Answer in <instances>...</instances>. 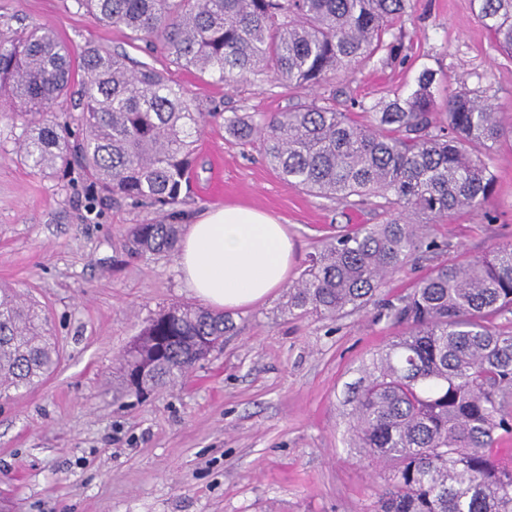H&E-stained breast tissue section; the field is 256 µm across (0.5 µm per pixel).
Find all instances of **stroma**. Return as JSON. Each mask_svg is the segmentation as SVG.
<instances>
[{
	"label": "stroma",
	"instance_id": "35a3bbf8",
	"mask_svg": "<svg viewBox=\"0 0 512 512\" xmlns=\"http://www.w3.org/2000/svg\"><path fill=\"white\" fill-rule=\"evenodd\" d=\"M38 25L56 33L72 62L91 45L126 53L133 68L162 72L200 111L225 118L315 98L367 124L374 103L409 94L432 69L443 75L437 112L458 78L479 72L512 126V61L496 50L473 0H410L394 23V63H358L310 92L271 78L214 82L172 64L162 48L130 42L76 0H0V30ZM17 135L0 101V285L39 303L60 361L42 382L0 397V512H375L384 468L356 446L353 395L401 334L394 313L434 257L406 265L366 306L336 319L288 316L277 290L231 311L223 349L189 376L143 400L125 396L119 362L144 321L197 301L176 258L127 255L131 225L251 206L287 225L295 279L323 241L387 216L286 184L265 162L262 140L240 142L223 121L204 126L192 193L172 211L96 193L75 165L41 173L20 156ZM491 169L495 222L464 210L428 227L448 257L512 241L511 141L496 146Z\"/></svg>",
	"mask_w": 512,
	"mask_h": 512
}]
</instances>
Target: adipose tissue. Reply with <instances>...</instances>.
<instances>
[{
	"instance_id": "obj_1",
	"label": "adipose tissue",
	"mask_w": 512,
	"mask_h": 512,
	"mask_svg": "<svg viewBox=\"0 0 512 512\" xmlns=\"http://www.w3.org/2000/svg\"><path fill=\"white\" fill-rule=\"evenodd\" d=\"M294 244L285 224L240 205L203 213L189 224L177 257L182 279L219 309L252 306L288 279Z\"/></svg>"
}]
</instances>
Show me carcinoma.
<instances>
[{
    "label": "carcinoma",
    "instance_id": "carcinoma-1",
    "mask_svg": "<svg viewBox=\"0 0 512 512\" xmlns=\"http://www.w3.org/2000/svg\"><path fill=\"white\" fill-rule=\"evenodd\" d=\"M132 41L158 42L171 61L221 83L272 77L311 90L359 60L390 64L394 20L408 0H77ZM477 16L512 57V0H475ZM78 132L48 119L72 84L56 34L0 31V98L13 104L24 160L53 170L79 159L100 191L166 207L183 201L194 176L201 112L155 69L131 70L123 53L92 46L80 61ZM436 73L416 89L372 106L374 121L315 101L264 115L234 116L225 129L257 135L266 162L289 185L385 211L311 256L288 285V315L336 318L366 305L388 277L447 248L427 224L489 201V161L506 135L487 89L465 80L448 94V126L437 125ZM179 224H134L132 257L165 258ZM512 314V242L483 257L443 261L417 281L396 318L393 341L357 389L353 436L388 466L376 512H512V462L497 447L512 436V334L493 321ZM48 318L32 300L0 287V394L54 371L58 348L43 340ZM234 329L228 316L188 304L145 321L121 369L141 396L184 377Z\"/></svg>",
    "mask_w": 512,
    "mask_h": 512
}]
</instances>
